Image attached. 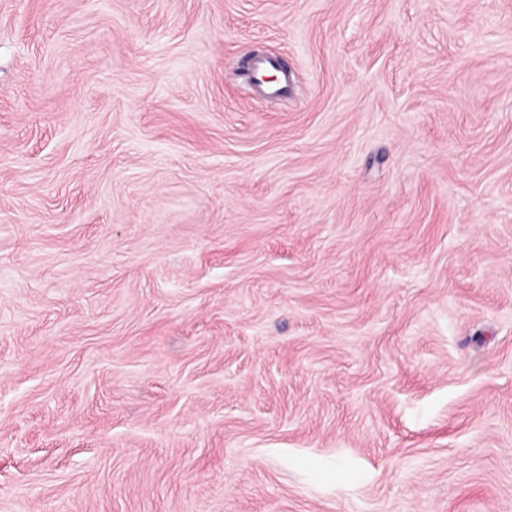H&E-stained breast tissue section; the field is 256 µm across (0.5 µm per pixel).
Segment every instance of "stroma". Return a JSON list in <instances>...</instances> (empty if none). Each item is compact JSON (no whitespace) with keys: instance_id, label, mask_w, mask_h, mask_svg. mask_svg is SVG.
<instances>
[{"instance_id":"stroma-1","label":"stroma","mask_w":512,"mask_h":512,"mask_svg":"<svg viewBox=\"0 0 512 512\" xmlns=\"http://www.w3.org/2000/svg\"><path fill=\"white\" fill-rule=\"evenodd\" d=\"M0 512H512V0H0Z\"/></svg>"}]
</instances>
